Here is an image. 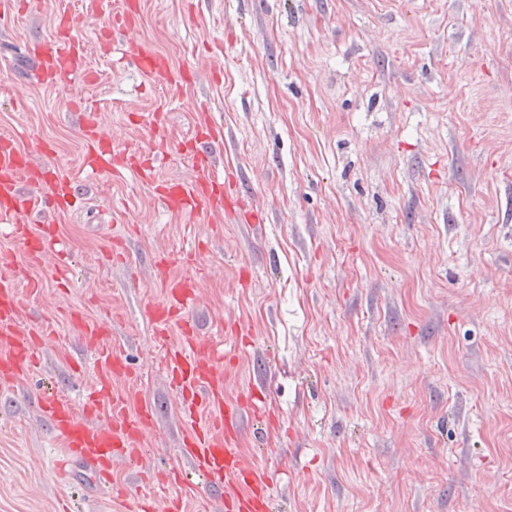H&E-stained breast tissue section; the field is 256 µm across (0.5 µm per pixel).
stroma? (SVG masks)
<instances>
[{
	"label": "stroma",
	"mask_w": 512,
	"mask_h": 512,
	"mask_svg": "<svg viewBox=\"0 0 512 512\" xmlns=\"http://www.w3.org/2000/svg\"><path fill=\"white\" fill-rule=\"evenodd\" d=\"M131 33L195 84L163 83L119 61L87 0H16L0 23V135L76 193L44 210L69 253L30 262L0 225V256L40 292L34 325L62 308L108 320L132 377L117 393L150 404L139 465L104 488L61 486L47 393L80 404L96 351L68 322L39 363L0 390V512H133L144 471L192 466L178 397L146 303L163 295L159 253L196 251L193 313L234 362L228 396L258 388L278 422L245 446L275 475L273 512H512V0H140ZM89 46L93 80L36 81L26 44L61 16ZM166 113L163 129L151 113ZM116 144L158 155L161 179L192 183L200 121L219 126L215 175L233 178L263 229L168 211L131 172L83 166L82 117ZM253 334L241 342L227 324ZM185 512H224L200 482L167 485Z\"/></svg>",
	"instance_id": "35a3bbf8"
}]
</instances>
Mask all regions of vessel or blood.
<instances>
[{
    "label": "vessel or blood",
    "mask_w": 512,
    "mask_h": 512,
    "mask_svg": "<svg viewBox=\"0 0 512 512\" xmlns=\"http://www.w3.org/2000/svg\"><path fill=\"white\" fill-rule=\"evenodd\" d=\"M138 10L137 0H120L112 13L113 36L133 28L132 16ZM124 52L142 73L160 81L168 80L169 63L161 54L132 43L125 44ZM27 53L38 60L42 81L61 88L67 87L72 77L84 69L87 58L83 43L65 25L53 40L29 45ZM82 135L86 142L83 163L87 169L113 174L131 170L142 184L154 189L167 209L191 217L206 205L219 215L242 213L250 224L263 221L258 210L245 209L235 185L211 174L205 145L222 137L220 128L211 126L201 132L203 146L194 155L197 178L190 185L159 183L155 167L143 163L130 147H115L93 117H86ZM25 182L33 185V192L22 190ZM72 190L66 173L45 178L40 168L18 150L15 137L0 138V223L10 225L13 234L26 242L31 261L40 262L46 253H53L56 262L52 273L60 279L68 271V254L60 246L55 229L46 226L39 235H32L28 219L48 205L58 211L66 210ZM197 264V254L190 251L158 256L154 271L164 297L147 306L162 349L160 363L179 396L181 418L188 425L181 453L207 484L223 489L224 512H272L267 470L248 462L240 451L245 418L262 419L266 409L254 391L244 392L234 401L225 395L232 361L225 357L222 345L201 336L192 317L198 304V290L190 269ZM176 267L182 268V275H173ZM19 284L16 273L0 274L1 384L14 383L30 371L37 347L57 333V322L52 318L45 319L37 329L23 323ZM68 320L79 335L96 345L97 374L83 395L81 408H74L69 400L59 396L43 399L41 412L64 445L61 458L52 461L51 470L56 478L69 479L80 466L98 484L109 480L114 463L141 457L154 424V410L145 403L130 409L128 397L114 390L113 380L128 375L129 368L106 347L105 338L110 334L107 326L74 313L69 314ZM175 329L179 330L180 339L172 344L168 335ZM99 412L108 414V422L101 426L88 423V415Z\"/></svg>",
    "instance_id": "b4317fda"
}]
</instances>
